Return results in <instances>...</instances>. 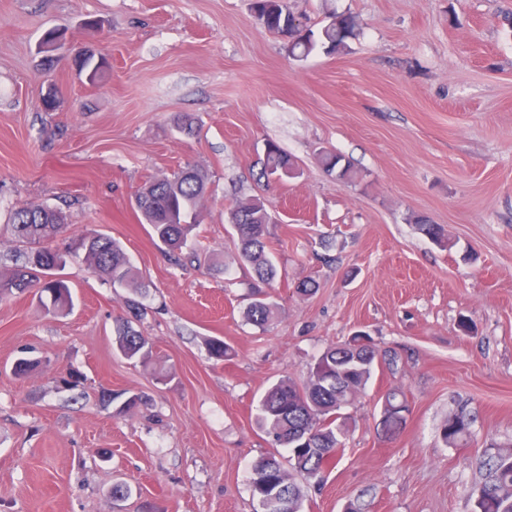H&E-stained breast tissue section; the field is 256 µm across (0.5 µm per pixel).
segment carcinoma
I'll return each instance as SVG.
<instances>
[{"instance_id":"obj_1","label":"carcinoma","mask_w":512,"mask_h":512,"mask_svg":"<svg viewBox=\"0 0 512 512\" xmlns=\"http://www.w3.org/2000/svg\"><path fill=\"white\" fill-rule=\"evenodd\" d=\"M252 11L272 34L280 33L292 39L289 50L295 58H306L320 48L331 54L347 46L357 35L358 21L348 12H332L320 31L304 28L291 31L295 15L285 0H252ZM72 63L80 73H98L103 62L92 55L79 53ZM288 154L272 143L268 144L259 178L271 176L292 166ZM323 165L327 172L353 180L356 171L345 157L326 153ZM208 174L194 167H186L172 177L157 179L146 184L137 193V208L155 237L169 250L186 246L198 225L199 212L207 197ZM269 211L259 198L237 201L230 208L229 221L237 235L238 258L254 270L256 279L253 292L259 294L246 308L244 315L254 325L263 327L273 320L278 306L270 299L279 271L268 256ZM9 224L17 241L26 246L21 262L6 271H0V299L14 293H23L33 287L49 299L55 311L66 309L72 300L71 287L57 272L64 269L68 259L83 256L88 268L95 274L110 278L112 285L129 288L135 294L143 291L136 284L137 274L122 247L111 237L88 230L78 238L76 250H61L52 243L67 228L65 216L58 210L40 204L23 203L10 210ZM420 233L439 246H448V237L440 224L421 221ZM113 344L129 360L145 361L150 348L146 337L132 326L128 319L116 322ZM351 340L328 347L316 360L308 379L298 383L290 378L281 379L268 387L261 398L256 424L272 442L288 449L286 470L276 456L259 460L253 468L251 492L256 498L267 489L278 491V496L300 512L303 494L292 474L319 479L324 470L336 463L341 452V437L348 432L346 418L341 410L351 404L374 373L377 363L374 351L363 347L353 353ZM209 356L225 361L234 350L220 338L205 340ZM109 401H120L118 413L125 414L143 404V396L132 394H105ZM406 396L392 390L385 395V404L377 424V433L392 438L406 424L404 410L399 405ZM474 418L462 410L442 427L446 443L456 445L470 436ZM486 470L483 483L475 490L474 512H512V453L493 452L482 462Z\"/></svg>"}]
</instances>
